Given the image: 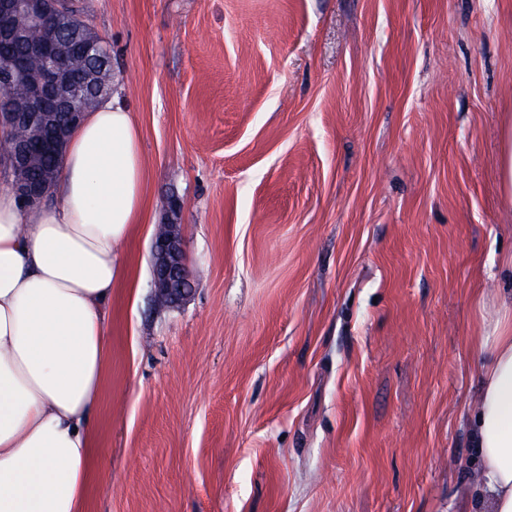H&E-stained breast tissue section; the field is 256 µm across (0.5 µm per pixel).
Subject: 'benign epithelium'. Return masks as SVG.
Instances as JSON below:
<instances>
[{
	"instance_id": "7a95c632",
	"label": "benign epithelium",
	"mask_w": 512,
	"mask_h": 512,
	"mask_svg": "<svg viewBox=\"0 0 512 512\" xmlns=\"http://www.w3.org/2000/svg\"><path fill=\"white\" fill-rule=\"evenodd\" d=\"M73 0H0V44L20 43L27 47L28 56L41 60V67L32 72L24 70V60L11 56L0 58V88L10 87L24 77V102L17 106L9 98L0 99V132L25 128L30 137L16 142L8 155V163L18 170L33 160L37 149L61 150L70 128L82 113L74 104L87 96L105 93L99 75L112 66L108 49L94 51L96 45H87L78 36L62 38L63 14ZM24 16L29 25L40 30L32 40L27 30L17 25L18 16ZM54 18L48 26L46 19ZM18 197L28 205L42 203L50 195L51 187L32 181H13ZM182 208L180 200L167 202L168 223L155 236L152 277L155 297L175 306L185 301L193 291L183 250V225L178 223Z\"/></svg>"
}]
</instances>
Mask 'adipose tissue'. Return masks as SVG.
I'll use <instances>...</instances> for the list:
<instances>
[{
  "label": "adipose tissue",
  "mask_w": 512,
  "mask_h": 512,
  "mask_svg": "<svg viewBox=\"0 0 512 512\" xmlns=\"http://www.w3.org/2000/svg\"><path fill=\"white\" fill-rule=\"evenodd\" d=\"M51 208L0 190V512H85L110 336L103 311L144 207L140 130L120 97L71 133ZM477 512H512V294L478 338Z\"/></svg>",
  "instance_id": "1"
}]
</instances>
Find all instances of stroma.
<instances>
[{"instance_id":"1","label":"stroma","mask_w":512,"mask_h":512,"mask_svg":"<svg viewBox=\"0 0 512 512\" xmlns=\"http://www.w3.org/2000/svg\"><path fill=\"white\" fill-rule=\"evenodd\" d=\"M80 4L146 167L87 512H469L512 0ZM171 197L194 290L161 309Z\"/></svg>"}]
</instances>
